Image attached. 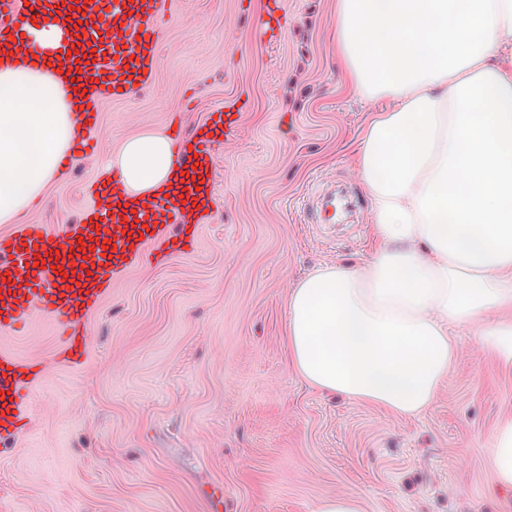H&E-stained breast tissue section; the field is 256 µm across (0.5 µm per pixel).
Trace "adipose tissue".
<instances>
[{
    "instance_id": "adipose-tissue-1",
    "label": "adipose tissue",
    "mask_w": 512,
    "mask_h": 512,
    "mask_svg": "<svg viewBox=\"0 0 512 512\" xmlns=\"http://www.w3.org/2000/svg\"><path fill=\"white\" fill-rule=\"evenodd\" d=\"M335 31L353 87L384 103L354 157L378 246L292 286L288 362L320 392L415 417L449 376L454 327L475 328L512 369V0H337ZM70 33L32 19L18 33L26 64L0 68V224L33 207L71 147L70 98L46 68ZM173 155L149 132L107 166L145 194ZM489 447L512 488V418Z\"/></svg>"
}]
</instances>
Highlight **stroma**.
<instances>
[{
    "instance_id": "1",
    "label": "stroma",
    "mask_w": 512,
    "mask_h": 512,
    "mask_svg": "<svg viewBox=\"0 0 512 512\" xmlns=\"http://www.w3.org/2000/svg\"><path fill=\"white\" fill-rule=\"evenodd\" d=\"M152 84L98 103L95 156L51 179L25 221L74 223L123 139L191 132L241 106L214 145L217 206L193 254L141 264L90 318L89 356L49 365L29 427L0 449V512H316L361 493L366 512H512L488 437L512 415V371L475 329L454 330L456 362L422 414L331 397L290 367L292 285L317 265L374 249L372 203L353 150L371 112L343 72L337 0H282L285 26L251 36L262 0H170ZM346 182L360 224L305 221L303 196ZM50 321L0 346L49 360Z\"/></svg>"
}]
</instances>
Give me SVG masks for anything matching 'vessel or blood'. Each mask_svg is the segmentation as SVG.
Segmentation results:
<instances>
[{
	"instance_id": "vessel-or-blood-1",
	"label": "vessel or blood",
	"mask_w": 512,
	"mask_h": 512,
	"mask_svg": "<svg viewBox=\"0 0 512 512\" xmlns=\"http://www.w3.org/2000/svg\"><path fill=\"white\" fill-rule=\"evenodd\" d=\"M168 0H114L112 28L83 16L85 0H0V64L11 66L22 53L15 36L38 15L59 13L77 21L75 36L59 47L51 67L82 109L81 124L96 126V102L131 98L149 86L158 63L159 21ZM281 0H266L256 33L277 28ZM92 62H83L84 54ZM238 123L234 112H214L191 135L175 133L177 156L162 192L133 197L120 182L98 181L95 203L77 223L59 233L43 224H19L0 234V334L20 333L41 316L57 328L50 363L82 366L88 356L92 311L112 291L113 281L146 257L163 263L191 254L215 204V143ZM343 187L330 183L309 197L305 210L314 223L332 224L347 204ZM44 363L0 348V442L15 437L27 416Z\"/></svg>"
}]
</instances>
